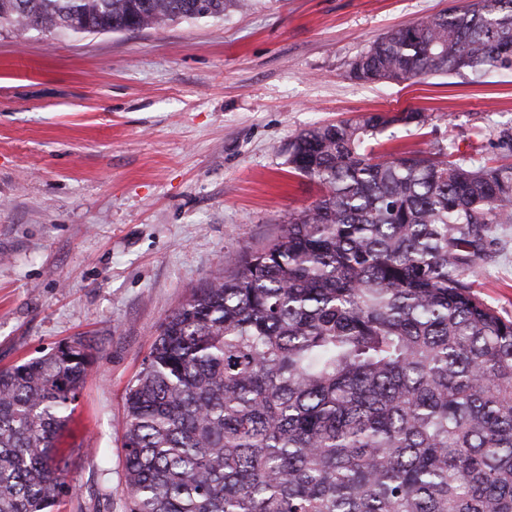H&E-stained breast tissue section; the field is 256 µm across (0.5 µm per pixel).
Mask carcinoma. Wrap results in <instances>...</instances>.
<instances>
[{"mask_svg": "<svg viewBox=\"0 0 512 512\" xmlns=\"http://www.w3.org/2000/svg\"><path fill=\"white\" fill-rule=\"evenodd\" d=\"M251 0H0L52 38L222 19ZM512 69V0L377 37L365 83ZM419 111L313 127L288 165L322 188L161 323L125 390L126 512H512V317L476 291L512 224V163L383 158ZM93 361L77 338L0 369V512L74 492L58 444Z\"/></svg>", "mask_w": 512, "mask_h": 512, "instance_id": "cac0c4a2", "label": "carcinoma"}]
</instances>
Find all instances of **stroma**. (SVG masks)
<instances>
[{
	"label": "stroma",
	"instance_id": "1",
	"mask_svg": "<svg viewBox=\"0 0 512 512\" xmlns=\"http://www.w3.org/2000/svg\"><path fill=\"white\" fill-rule=\"evenodd\" d=\"M448 0H254L221 20L52 39L0 35V368L76 337L96 359L61 450L76 492L54 512H124V395L164 318L275 237L320 187L290 140L417 110L375 154L455 145L493 165L512 70L484 84H369L351 62ZM478 289L512 315V224Z\"/></svg>",
	"mask_w": 512,
	"mask_h": 512
}]
</instances>
